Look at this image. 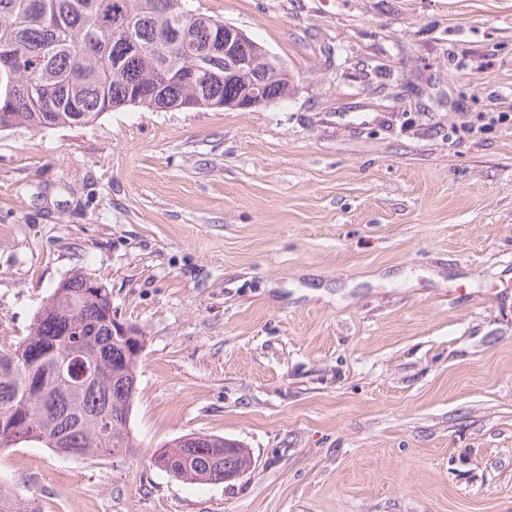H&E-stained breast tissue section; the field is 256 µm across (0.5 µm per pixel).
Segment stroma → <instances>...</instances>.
Here are the masks:
<instances>
[{
  "mask_svg": "<svg viewBox=\"0 0 512 512\" xmlns=\"http://www.w3.org/2000/svg\"><path fill=\"white\" fill-rule=\"evenodd\" d=\"M189 7L290 95L0 131V344L77 271L147 338L132 455L0 447V481L36 512H512V0ZM190 433L250 470L151 465ZM163 448V452L161 448L154 451L150 457L151 464L155 467L156 464L161 465L176 476L164 468H160L161 470L191 483L210 484L204 482L205 480L215 483L220 480L224 483L230 482L238 479L252 466L249 450L239 442L223 437L193 433L175 439ZM196 448L201 452L207 451L206 448L212 449L211 454L209 449L207 451L212 459L210 467L202 466L193 456L197 453ZM155 452L156 456L161 452L156 457V462Z\"/></svg>",
  "mask_w": 512,
  "mask_h": 512,
  "instance_id": "stroma-1",
  "label": "stroma"
}]
</instances>
